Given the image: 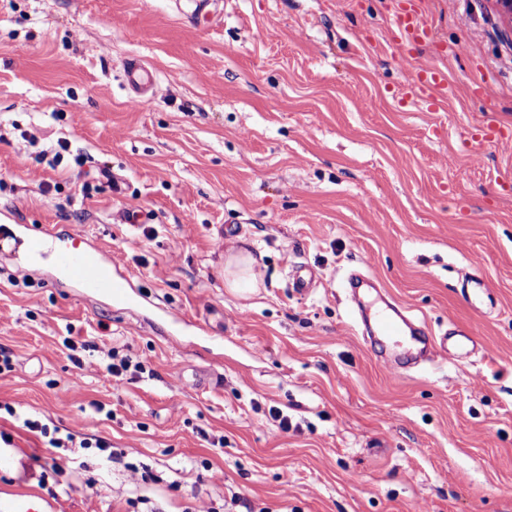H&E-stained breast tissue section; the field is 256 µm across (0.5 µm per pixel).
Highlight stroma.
<instances>
[{"label":"stroma","instance_id":"obj_1","mask_svg":"<svg viewBox=\"0 0 512 512\" xmlns=\"http://www.w3.org/2000/svg\"><path fill=\"white\" fill-rule=\"evenodd\" d=\"M194 7L0 0V493L59 512H512V146L470 137L512 129V46L491 0H420L436 40L417 61L457 87L432 110L400 103L391 0ZM132 57L157 77L138 105ZM61 140L58 166L39 160ZM28 224L60 249L97 244L144 304L61 287L27 251ZM239 250L255 291L224 286ZM298 264L316 273L304 296L288 287ZM359 269L377 281L366 307L387 294L428 335L464 328L477 348L392 377L377 357L397 348L349 313ZM472 275L491 306L464 300ZM70 335L87 344L76 363ZM108 346L144 372L112 383ZM28 418L126 460L47 447Z\"/></svg>","mask_w":512,"mask_h":512}]
</instances>
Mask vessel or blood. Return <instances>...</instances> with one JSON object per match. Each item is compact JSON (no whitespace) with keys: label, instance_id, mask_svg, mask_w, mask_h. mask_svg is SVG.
<instances>
[{"label":"vessel or blood","instance_id":"obj_1","mask_svg":"<svg viewBox=\"0 0 512 512\" xmlns=\"http://www.w3.org/2000/svg\"><path fill=\"white\" fill-rule=\"evenodd\" d=\"M391 42L396 46L400 60L412 61L418 56L422 44L433 40L434 34L422 19L417 7H404L396 0L393 20L389 30ZM124 80L133 102L153 96L157 80L154 71L141 59H128L123 68ZM411 97L428 107H436L447 101L452 94V86L447 72L431 66L418 67L409 85ZM53 231L42 228L28 235L29 252H51L53 265L67 282L83 288L87 293L107 298L119 303L132 301L135 295L130 280L123 275L103 252L94 246L81 251L56 250L52 247ZM316 280L314 271L301 266L291 271L288 286L299 295L308 294ZM414 323L401 312L379 313L375 316L376 339L380 342L408 338L413 354L425 356L428 360L438 357L457 359L461 350L470 343L469 334H462L456 345H449L447 338L436 339L425 333H414ZM0 512H54L52 502L29 490L18 488L6 497H0Z\"/></svg>","mask_w":512,"mask_h":512}]
</instances>
